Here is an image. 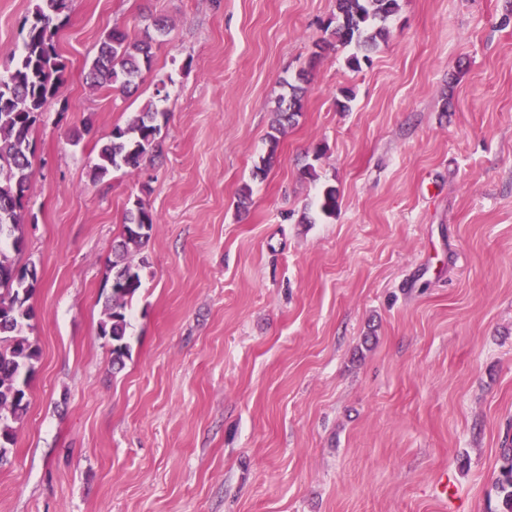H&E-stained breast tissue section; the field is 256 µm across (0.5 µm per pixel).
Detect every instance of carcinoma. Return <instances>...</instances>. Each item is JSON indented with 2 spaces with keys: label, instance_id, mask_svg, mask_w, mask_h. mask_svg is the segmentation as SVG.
<instances>
[{
  "label": "carcinoma",
  "instance_id": "1",
  "mask_svg": "<svg viewBox=\"0 0 512 512\" xmlns=\"http://www.w3.org/2000/svg\"><path fill=\"white\" fill-rule=\"evenodd\" d=\"M71 0H38L27 24L23 47L13 68L0 78V465L8 461L15 444V424L29 409L28 389L40 359L39 345L30 339L35 318L32 298L39 277L36 266L19 267L10 252L25 245L24 203L31 176L30 133L40 116L57 97L64 83L66 63L58 51L56 36L68 21ZM399 0H336V14L325 26L329 38L316 44L324 49L335 43L353 45L357 52L348 59L349 68H361V61L387 39V21L398 11ZM153 37L132 39L119 29L99 42L87 79L93 89L112 87L128 92L136 86L143 70L152 65ZM305 74L287 83L274 112L268 151L254 166L253 177L263 178L276 157L280 135L296 122L303 109ZM161 112L148 106L135 112L123 126L112 129L90 173L98 182L114 170H137L159 149L157 135ZM319 208L328 217L336 215V189L323 190ZM157 224L151 207L136 200L125 214L122 240L113 247L112 282L106 298L100 336L112 346V367L120 370L130 352L127 330L128 306L142 286L140 267L126 261L129 247L147 242ZM503 464L495 482L499 507L496 512H512V446L502 449Z\"/></svg>",
  "mask_w": 512,
  "mask_h": 512
}]
</instances>
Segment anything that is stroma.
Wrapping results in <instances>:
<instances>
[{"label": "stroma", "instance_id": "stroma-1", "mask_svg": "<svg viewBox=\"0 0 512 512\" xmlns=\"http://www.w3.org/2000/svg\"><path fill=\"white\" fill-rule=\"evenodd\" d=\"M36 2L0 0L2 76ZM334 11L72 0L66 82L30 137L14 260L39 273L41 357L0 512L496 508L512 442V0H400L356 71L350 48L316 50ZM154 18L168 34L138 92L90 88L101 38H143ZM302 68V114L253 178ZM152 100L160 155L91 181L113 127ZM329 186L331 217L316 206ZM138 199L159 222L130 254L146 266L117 372L98 325Z\"/></svg>", "mask_w": 512, "mask_h": 512}]
</instances>
